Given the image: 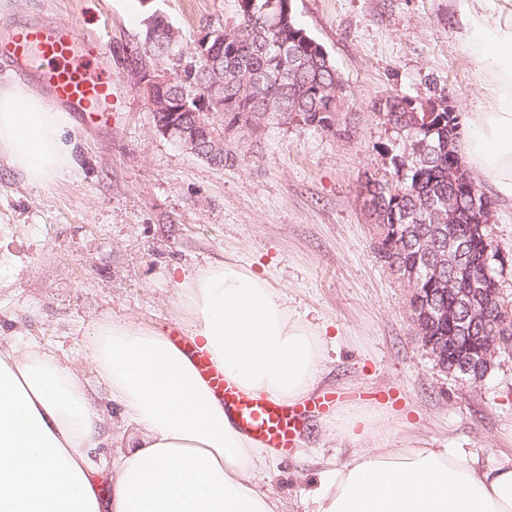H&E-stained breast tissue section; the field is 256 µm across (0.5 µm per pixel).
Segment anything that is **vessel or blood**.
<instances>
[{
    "mask_svg": "<svg viewBox=\"0 0 512 512\" xmlns=\"http://www.w3.org/2000/svg\"><path fill=\"white\" fill-rule=\"evenodd\" d=\"M85 42L76 21L51 25L31 24L0 40V55L9 57L15 71L25 74L32 61H39L40 83L54 102L81 113L85 118L104 117V104L111 84L79 53ZM175 344L194 362L200 377L224 406L236 427L263 447L278 452L293 448L306 413H324L336 405L335 396L315 394L298 404L247 392L225 374L198 339L175 337Z\"/></svg>",
    "mask_w": 512,
    "mask_h": 512,
    "instance_id": "b4317fda",
    "label": "vessel or blood"
}]
</instances>
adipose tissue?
<instances>
[{
    "label": "adipose tissue",
    "mask_w": 512,
    "mask_h": 512,
    "mask_svg": "<svg viewBox=\"0 0 512 512\" xmlns=\"http://www.w3.org/2000/svg\"><path fill=\"white\" fill-rule=\"evenodd\" d=\"M456 2L490 97L468 119L463 161L512 200V24L495 0ZM71 127L26 87L0 86V153L29 181L73 167ZM179 300L188 334L242 389L291 402L314 391L320 333L291 316L265 276L216 258L182 282ZM89 350L93 386L54 352L0 339V512H280L254 486L262 448L164 332L101 323ZM102 390L138 432L136 445H114ZM314 503V512H512V458L480 472L451 448L368 447L321 470Z\"/></svg>",
    "instance_id": "ef3b65f1"
}]
</instances>
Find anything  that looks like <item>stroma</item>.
<instances>
[{
    "mask_svg": "<svg viewBox=\"0 0 512 512\" xmlns=\"http://www.w3.org/2000/svg\"><path fill=\"white\" fill-rule=\"evenodd\" d=\"M298 22L329 53L347 91L336 134L299 123L242 131L222 166L179 148L155 128L138 87L144 11L139 0H0L7 27L80 23L94 66L112 82L108 121H74V167L29 182L0 155V332L22 325L83 378L104 321L177 333L178 284L219 255L249 265L284 293L295 317L324 334L321 385L343 405L392 411L377 442L457 448L478 470L512 457V355L480 384L436 369L422 348L409 292L375 251L363 182L394 176L399 138L375 102L449 95L460 120L484 111L479 60L454 0H294ZM193 42L202 25L236 15V0H159ZM486 233L506 261L500 297L512 306V201L496 200ZM360 443L340 438L331 414L308 417L277 465L257 463V489L282 512H312L307 496L324 465L345 464Z\"/></svg>",
    "mask_w": 512,
    "mask_h": 512,
    "instance_id": "stroma-1",
    "label": "stroma"
}]
</instances>
